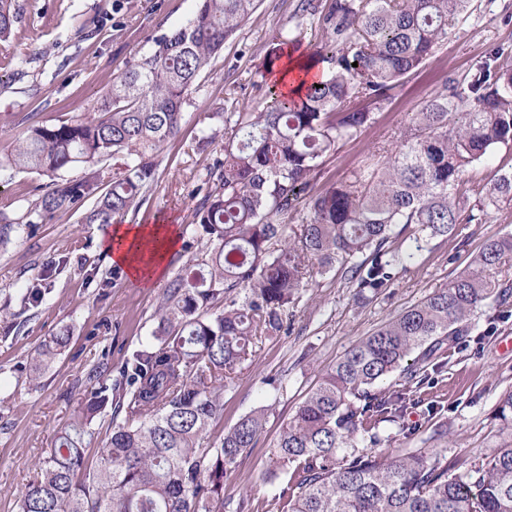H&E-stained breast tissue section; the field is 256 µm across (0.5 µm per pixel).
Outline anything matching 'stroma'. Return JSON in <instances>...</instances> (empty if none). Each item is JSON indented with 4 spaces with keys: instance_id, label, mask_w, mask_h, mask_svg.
Listing matches in <instances>:
<instances>
[{
    "instance_id": "stroma-1",
    "label": "stroma",
    "mask_w": 512,
    "mask_h": 512,
    "mask_svg": "<svg viewBox=\"0 0 512 512\" xmlns=\"http://www.w3.org/2000/svg\"><path fill=\"white\" fill-rule=\"evenodd\" d=\"M199 0H15L18 19L9 38L0 40V157L34 125H55L93 114L124 62L149 52L157 37L184 24ZM512 0H472L456 20L430 64L392 94L371 125L346 141L323 165L315 192L341 180L364 157L389 139L448 78L460 79L472 67L504 48L512 52V20L502 9ZM296 0H259L255 12L227 40L220 55L188 96L177 136L164 144L150 198L125 221H163L179 230L180 242L166 272L143 288L111 264L99 244L100 224L82 223L81 212H57L23 230L0 248V303L11 317L0 320V512H16V502L33 474V464L69 424L72 406L85 389V374L105 363L119 369L149 338L169 279L184 274L201 257L200 230L193 222L198 188L210 162L194 151L198 136L223 133L224 110L233 106L261 111L265 105L253 82L267 74V56L278 28L298 36L305 52L318 37L300 24ZM512 234V204L490 210L483 223L456 225L377 298L359 303L353 288L334 275L303 289L289 332L267 341L252 364L224 392V416L210 434L223 435L254 407L267 405L265 429L254 448L238 458L225 482L232 496H250L260 508L266 493L261 478L269 450L323 372L351 346L388 319L435 291L446 288L471 267L484 242ZM38 284L44 302L24 309L21 288ZM478 340L449 348L439 375L441 411L435 422L422 413V434L396 440L403 447L436 448L448 457L472 461L512 442V430L494 417L500 394L512 389V317H498L486 306L474 315ZM74 333L65 354L40 380L28 386V361L35 346L61 328ZM282 380L273 390L271 380ZM443 423L444 436L434 435Z\"/></svg>"
}]
</instances>
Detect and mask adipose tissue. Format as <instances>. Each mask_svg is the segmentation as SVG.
Segmentation results:
<instances>
[{
    "label": "adipose tissue",
    "instance_id": "ef3b65f1",
    "mask_svg": "<svg viewBox=\"0 0 512 512\" xmlns=\"http://www.w3.org/2000/svg\"><path fill=\"white\" fill-rule=\"evenodd\" d=\"M101 242L111 262L124 267L134 281L147 285L164 275V261L176 248L178 232L168 224H118Z\"/></svg>",
    "mask_w": 512,
    "mask_h": 512
}]
</instances>
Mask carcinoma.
I'll use <instances>...</instances> for the list:
<instances>
[{"label": "carcinoma", "instance_id": "1", "mask_svg": "<svg viewBox=\"0 0 512 512\" xmlns=\"http://www.w3.org/2000/svg\"><path fill=\"white\" fill-rule=\"evenodd\" d=\"M471 0H298L296 15L321 32L313 53L321 78L290 96L275 82L256 85L260 112H224V147L206 168L193 221L209 250L190 275L168 282L150 339L117 372L86 373L91 397L77 402L68 430L35 463L17 512H224V476L264 428L266 407L241 417L217 441L224 390L288 317L313 275L337 271L369 301L413 265L431 240L487 209L512 202V170L471 188L478 213L462 218V173L512 144V66L497 51L461 80L445 81L403 124L381 161H364L316 196L325 160L375 120L404 79L423 68ZM257 0H199L180 27L117 70L93 116L37 125L0 158V172L46 179L23 212L0 211V246L22 226L88 199V223L112 224L142 205L161 146L180 130L183 107L224 43ZM17 20L0 0V40ZM113 162L112 180L103 166ZM86 169L79 180L63 172ZM512 235L485 241L471 268L448 287L392 317L353 345L283 425L270 449L266 512H512V444L481 461L430 448L386 452L428 416L438 359L467 342L474 312L492 299L512 306L503 270ZM45 290H22L21 305ZM70 342L60 330L33 351L37 381ZM397 381L386 384L394 374ZM112 435L96 461L87 448L95 424ZM495 416L512 428V390Z\"/></svg>", "mask_w": 512, "mask_h": 512}]
</instances>
